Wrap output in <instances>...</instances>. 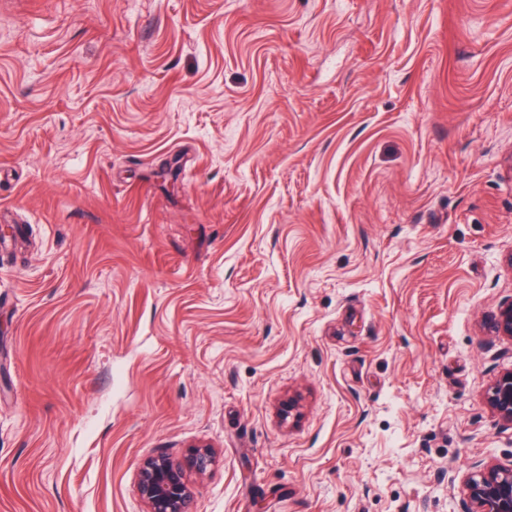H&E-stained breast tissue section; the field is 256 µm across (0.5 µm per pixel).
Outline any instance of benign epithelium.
Wrapping results in <instances>:
<instances>
[{"instance_id":"benign-epithelium-1","label":"benign epithelium","mask_w":512,"mask_h":512,"mask_svg":"<svg viewBox=\"0 0 512 512\" xmlns=\"http://www.w3.org/2000/svg\"><path fill=\"white\" fill-rule=\"evenodd\" d=\"M494 334L512 340V301L493 315ZM485 402L501 425L512 426V369L499 374L488 389ZM213 457L206 447L193 451L183 462L166 457L147 459L137 491L146 512H193L194 494L187 471L206 472ZM464 512H512V463H480L462 480Z\"/></svg>"}]
</instances>
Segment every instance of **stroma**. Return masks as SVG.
<instances>
[{
	"instance_id": "obj_1",
	"label": "stroma",
	"mask_w": 512,
	"mask_h": 512,
	"mask_svg": "<svg viewBox=\"0 0 512 512\" xmlns=\"http://www.w3.org/2000/svg\"><path fill=\"white\" fill-rule=\"evenodd\" d=\"M0 512H463L512 462V0H0ZM485 402L497 423L512 426V369L499 374L488 389ZM212 462L207 447L194 450L184 462H174L162 456L147 459L137 485L146 512H193L194 494L187 471L203 474Z\"/></svg>"
}]
</instances>
